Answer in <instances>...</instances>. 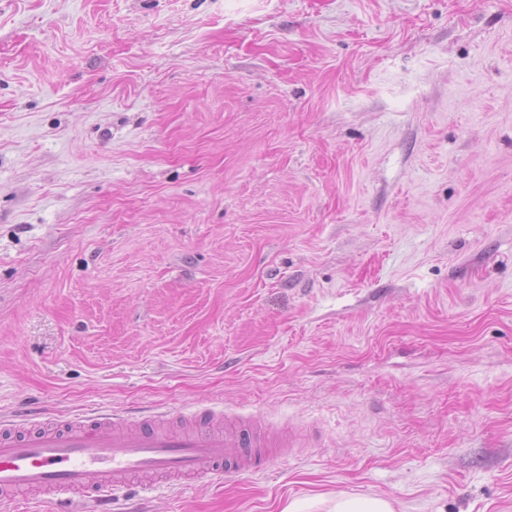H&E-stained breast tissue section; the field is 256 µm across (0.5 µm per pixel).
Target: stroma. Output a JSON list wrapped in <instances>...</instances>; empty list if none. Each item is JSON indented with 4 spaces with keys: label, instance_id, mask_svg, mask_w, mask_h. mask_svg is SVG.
Masks as SVG:
<instances>
[{
    "label": "stroma",
    "instance_id": "obj_1",
    "mask_svg": "<svg viewBox=\"0 0 512 512\" xmlns=\"http://www.w3.org/2000/svg\"><path fill=\"white\" fill-rule=\"evenodd\" d=\"M312 447L143 512H512V0H0V414ZM327 512H395L393 501L378 495L350 496L338 494L330 499L294 498L288 500L282 512H313L320 509L321 504Z\"/></svg>",
    "mask_w": 512,
    "mask_h": 512
}]
</instances>
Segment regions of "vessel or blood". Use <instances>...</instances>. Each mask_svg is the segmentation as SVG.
I'll return each mask as SVG.
<instances>
[{
    "label": "vessel or blood",
    "mask_w": 512,
    "mask_h": 512,
    "mask_svg": "<svg viewBox=\"0 0 512 512\" xmlns=\"http://www.w3.org/2000/svg\"><path fill=\"white\" fill-rule=\"evenodd\" d=\"M165 413L144 418L116 413L44 417L29 411L0 415V512L20 496L61 505L91 502L104 512L126 490H164L165 477L236 478L263 470L272 449L292 439L268 435L254 420L212 408L184 414L164 427Z\"/></svg>",
    "instance_id": "1"
}]
</instances>
